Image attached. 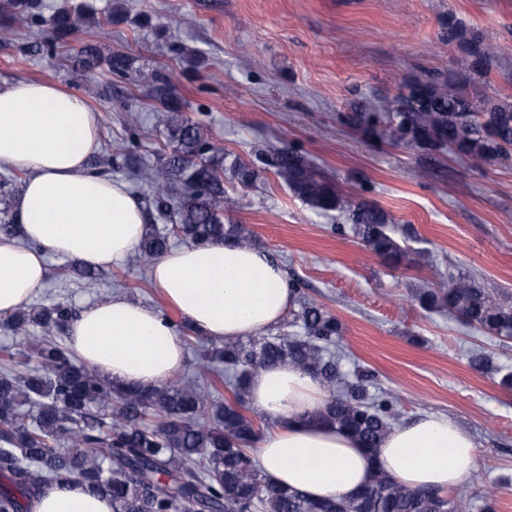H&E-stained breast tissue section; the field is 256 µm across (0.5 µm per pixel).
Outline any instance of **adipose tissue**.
<instances>
[{
	"label": "adipose tissue",
	"mask_w": 512,
	"mask_h": 512,
	"mask_svg": "<svg viewBox=\"0 0 512 512\" xmlns=\"http://www.w3.org/2000/svg\"><path fill=\"white\" fill-rule=\"evenodd\" d=\"M99 115L47 81L0 84V166L26 172L12 204L14 237H0V315L23 308L47 278V255L102 268L137 247L147 216L125 182L89 168ZM152 281L200 335L259 336L294 302L281 266L255 247L214 242L173 248ZM71 350L121 385L161 387L181 369L184 346L153 307L122 297L83 308L70 323ZM249 406L269 427L256 448L266 479L307 498L350 496L377 470L413 489L457 487L477 465L473 436L443 415L395 426L375 451L319 419L327 401L300 370L269 366L250 380ZM31 512H112L109 498L78 482L43 489Z\"/></svg>",
	"instance_id": "1"
}]
</instances>
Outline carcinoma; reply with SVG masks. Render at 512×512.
I'll use <instances>...</instances> for the list:
<instances>
[{
	"mask_svg": "<svg viewBox=\"0 0 512 512\" xmlns=\"http://www.w3.org/2000/svg\"><path fill=\"white\" fill-rule=\"evenodd\" d=\"M0 14L25 31L31 47L50 52L67 46L93 18L64 5L47 21L42 0H0ZM446 40L460 51L453 68L413 80L346 121L370 136L429 153L448 151L474 166L512 164V100L472 92L489 82L497 48L451 15ZM168 85L169 78L159 76L155 93L170 113L171 151L147 181L156 209L171 224L138 245L146 268L174 240L251 245L241 225L224 223V213L239 208L242 198L224 189V167L214 162L219 148L202 125L183 116ZM268 166L314 211L348 213L353 236L372 251L402 257L389 214L343 197L298 152L259 154L248 164L234 159L229 169L245 184ZM413 298L425 310L446 311L492 337L512 339V302L471 275L450 272ZM299 304L289 332L246 342L185 337L195 347V371L180 385L150 391L116 385L75 362L60 337L72 320L68 306L9 315L3 328L24 345L0 347V512H29L43 488L72 480L109 497L112 512H464L462 499L411 489L381 469L350 498L310 500L267 482L252 453L262 430L248 414L249 382L259 368L279 364L318 380L329 395L320 417L364 448L378 447L401 418L395 398L371 393L370 370L344 369L337 350L341 321L313 300ZM36 327L44 336L33 341Z\"/></svg>",
	"mask_w": 512,
	"mask_h": 512,
	"instance_id": "cac0c4a2",
	"label": "carcinoma"
}]
</instances>
